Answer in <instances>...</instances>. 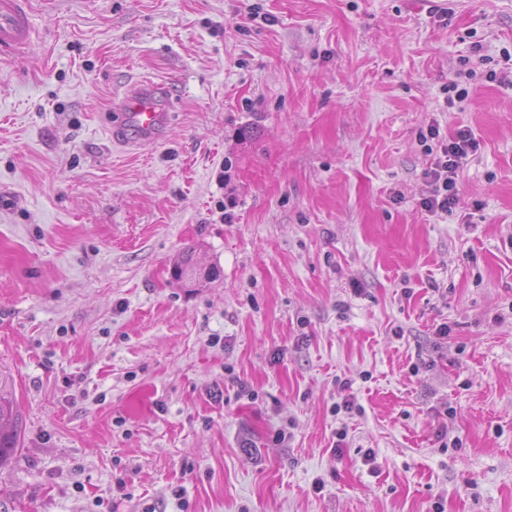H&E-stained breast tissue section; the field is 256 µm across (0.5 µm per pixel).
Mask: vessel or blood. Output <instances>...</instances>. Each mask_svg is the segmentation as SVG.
<instances>
[{
    "label": "vessel or blood",
    "mask_w": 512,
    "mask_h": 512,
    "mask_svg": "<svg viewBox=\"0 0 512 512\" xmlns=\"http://www.w3.org/2000/svg\"><path fill=\"white\" fill-rule=\"evenodd\" d=\"M33 35L28 0H0V52H24ZM168 97L162 84L142 81L118 102L112 122L113 140L128 146L157 142L168 130Z\"/></svg>",
    "instance_id": "1"
}]
</instances>
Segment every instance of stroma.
Wrapping results in <instances>:
<instances>
[{
  "instance_id": "35a3bbf8",
  "label": "stroma",
  "mask_w": 512,
  "mask_h": 512,
  "mask_svg": "<svg viewBox=\"0 0 512 512\" xmlns=\"http://www.w3.org/2000/svg\"><path fill=\"white\" fill-rule=\"evenodd\" d=\"M30 3L0 53V512H512V0ZM145 79L167 136L117 145ZM189 249L212 279L173 278ZM474 138L469 129L459 128L448 138V143L441 146V155L434 167L427 172L436 187L434 194L424 204L430 211H448L457 199V171L467 161L469 149ZM21 421L7 378L0 376V462L21 448Z\"/></svg>"
}]
</instances>
